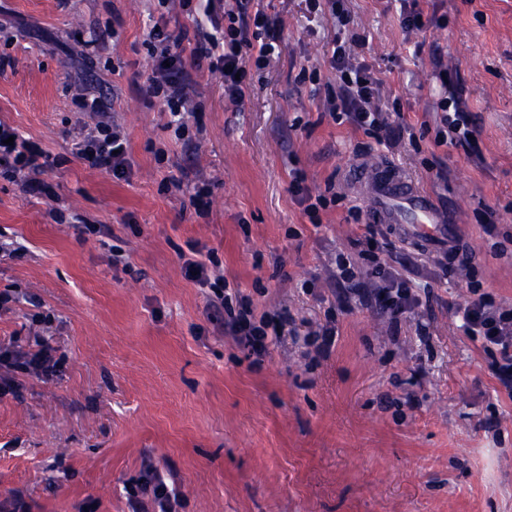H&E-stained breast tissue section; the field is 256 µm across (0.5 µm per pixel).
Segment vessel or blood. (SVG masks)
<instances>
[{"label": "vessel or blood", "instance_id": "obj_1", "mask_svg": "<svg viewBox=\"0 0 512 512\" xmlns=\"http://www.w3.org/2000/svg\"><path fill=\"white\" fill-rule=\"evenodd\" d=\"M353 171L367 189L373 223L404 225L407 233L434 246L451 236V216L389 163L364 159L354 165Z\"/></svg>", "mask_w": 512, "mask_h": 512}]
</instances>
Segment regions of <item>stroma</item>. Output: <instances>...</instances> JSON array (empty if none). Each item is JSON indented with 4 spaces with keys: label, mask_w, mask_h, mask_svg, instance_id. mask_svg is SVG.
Listing matches in <instances>:
<instances>
[{
    "label": "stroma",
    "mask_w": 512,
    "mask_h": 512,
    "mask_svg": "<svg viewBox=\"0 0 512 512\" xmlns=\"http://www.w3.org/2000/svg\"><path fill=\"white\" fill-rule=\"evenodd\" d=\"M281 20L280 54L241 107L194 63L192 144L148 105L145 40L158 19L181 33V0H0V123L38 145L45 194L0 172V342L40 336L62 374L0 392V512H128L145 461L173 471L183 512H512V392L462 311L473 280L512 304V0H347L355 50L400 103L414 140L385 147L323 112L339 30L305 0H254ZM319 81L299 80L301 67ZM103 98L79 111L77 95ZM459 102L473 137L444 131ZM127 134L118 179L73 145L104 121ZM399 168L457 220L455 251L424 249L389 225L391 270L426 289L390 324L330 278L369 201L345 184L353 162ZM301 168L336 201L311 224L293 199ZM204 181L210 211L190 202ZM103 224L101 235L80 232ZM214 252L227 293L299 333L334 322L327 353L283 337L255 360L212 320L211 288L185 278L182 251ZM46 321L34 324V314ZM402 25L408 30H420L426 27L423 11L419 8L418 0H400Z\"/></svg>",
    "instance_id": "obj_1"
}]
</instances>
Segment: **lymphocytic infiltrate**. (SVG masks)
Instances as JSON below:
<instances>
[{"mask_svg": "<svg viewBox=\"0 0 512 512\" xmlns=\"http://www.w3.org/2000/svg\"><path fill=\"white\" fill-rule=\"evenodd\" d=\"M250 3L251 0H204L202 10L208 24L196 26L193 35L195 55L208 59L210 70L221 75L224 99L236 106L243 103L249 91V75L263 74L280 45L277 15L262 9L250 10ZM182 42V37L171 35L164 23L154 24L146 41L153 61L146 92L148 99L175 117V134L185 140L189 125L184 114L193 77ZM362 42L356 33L334 39L329 64L336 74V84L329 88L323 109L335 122H348L378 144L391 147L404 135L412 134L413 129L405 123L403 113H396L390 120L381 112V80L368 65L355 62L352 56V46ZM12 135L10 128L0 125V170L11 177L24 176L28 192L42 191L39 176L46 171L42 152L26 142L13 141ZM76 150L94 167L114 177H125L131 169L126 135L119 127L99 124L77 142ZM379 235L377 225H365L354 242L356 257L338 255L332 276L358 292L361 304L389 312L396 322L401 316L414 313L420 300L410 280L388 271L385 246ZM216 261L213 255L205 261L188 260L182 270L185 278L211 287L209 306L226 332L259 358L266 352L269 335H296V328L287 327L285 321L254 319L246 300L229 304L223 279L209 277V266ZM462 320L466 335L481 338L485 347L497 351L491 369L500 383L512 390V305L497 303L483 294L465 307ZM63 363L58 348L42 341L32 346L13 341L0 344V388L15 389L20 374L52 378L60 374ZM127 494L130 512H176L183 504L180 494L169 489L158 466L152 463L143 466Z\"/></svg>", "mask_w": 512, "mask_h": 512, "instance_id": "obj_1", "label": "lymphocytic infiltrate"}]
</instances>
